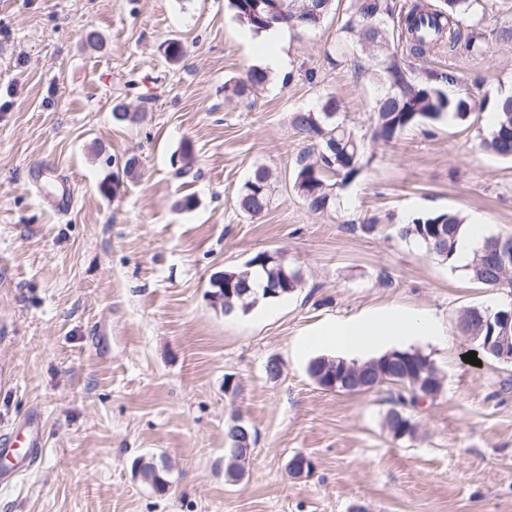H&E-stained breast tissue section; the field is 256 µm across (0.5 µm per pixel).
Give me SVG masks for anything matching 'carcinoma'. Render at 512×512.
Instances as JSON below:
<instances>
[{"label":"carcinoma","mask_w":512,"mask_h":512,"mask_svg":"<svg viewBox=\"0 0 512 512\" xmlns=\"http://www.w3.org/2000/svg\"><path fill=\"white\" fill-rule=\"evenodd\" d=\"M489 0H444L435 7L427 0H407L401 7L392 0H351L349 16L341 27L343 37L336 50L349 42L365 48L372 62L373 74L380 85L369 117L368 131L360 134L337 118L334 98L321 101L319 107L298 111L291 116L292 128L318 147L315 158L302 153L296 160L294 188L309 212L322 214L336 206V189L354 180L363 171V160L372 147L392 144L414 126L448 120L466 123L472 116L491 107L497 120L486 131L478 130L480 146L487 152L512 161V97L484 92L476 97L467 92L450 97L444 90L458 83L451 69L431 71L421 80L410 75L406 58H422L444 46L455 45L461 26L470 33L464 44L472 55H482L487 46L480 22L488 13ZM334 7V0H227L233 19L245 30L257 34L276 24L315 31L322 27ZM265 72L252 68L246 77L224 83L229 96H244L264 87ZM118 124H137L143 113L130 111L121 104L112 109ZM338 181L331 183L328 175ZM270 171L259 166L243 184L237 198L239 211L251 218L266 212L273 202ZM465 230L463 219L452 212H433L412 218L400 225L401 239L412 241L425 253L443 262L450 259L459 234ZM249 262L266 277L260 295H255L250 281L239 278L240 272L226 271L218 283L211 281V298L220 301L226 315L246 314L260 300H280L294 293L303 284L301 270L282 261L279 252L268 250L254 254ZM474 282L491 289L512 288V274H504L498 255L480 245L469 265ZM467 316L464 333L478 341L487 355L495 358L496 340L502 332L498 312L480 307L463 311ZM436 367L428 355L419 350H393L361 363L317 357L308 372L326 390L350 393L387 391L389 404L383 428L395 441H411L418 435V423L412 411L422 402L435 399L443 389L441 377L434 376ZM224 465L228 475L239 478L244 473L240 461L243 453L233 445L252 447L256 432L248 424L238 429L234 423L225 427Z\"/></svg>","instance_id":"carcinoma-1"}]
</instances>
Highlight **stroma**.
I'll return each mask as SVG.
<instances>
[{"instance_id":"1","label":"stroma","mask_w":512,"mask_h":512,"mask_svg":"<svg viewBox=\"0 0 512 512\" xmlns=\"http://www.w3.org/2000/svg\"><path fill=\"white\" fill-rule=\"evenodd\" d=\"M348 6L337 0L317 31L289 30L288 73L229 102L225 82L274 47L244 35L227 0H0V433L37 410L46 441L33 470L0 489V512H512V362L458 328L468 307H512V290L481 287L396 233L406 217L453 211L512 234V162L479 145L488 113L376 146L329 212L310 213L293 187L307 143L292 112L333 96L340 120L368 126V57L336 53ZM494 12L485 55L413 58V76L451 67L448 94L512 91V44L495 22L512 0ZM90 30L102 48L85 44ZM118 103L145 119L115 123ZM133 156L136 176L117 177ZM259 166L274 196L252 219L237 197ZM186 196L194 207L177 208ZM261 250L284 252L302 287L224 315L212 276ZM392 306L428 311L444 331L419 346L443 390L415 410L421 431L405 442L382 427L383 392L325 390L298 352L326 320ZM235 417L258 438L233 483L224 428ZM299 453L315 469L295 480ZM160 456L162 492L136 474Z\"/></svg>"}]
</instances>
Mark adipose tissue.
I'll return each mask as SVG.
<instances>
[{
    "instance_id": "adipose-tissue-1",
    "label": "adipose tissue",
    "mask_w": 512,
    "mask_h": 512,
    "mask_svg": "<svg viewBox=\"0 0 512 512\" xmlns=\"http://www.w3.org/2000/svg\"><path fill=\"white\" fill-rule=\"evenodd\" d=\"M441 325L423 310L391 307L378 313L335 319L317 329L315 343L342 357L366 356L379 348L411 341H433Z\"/></svg>"
}]
</instances>
